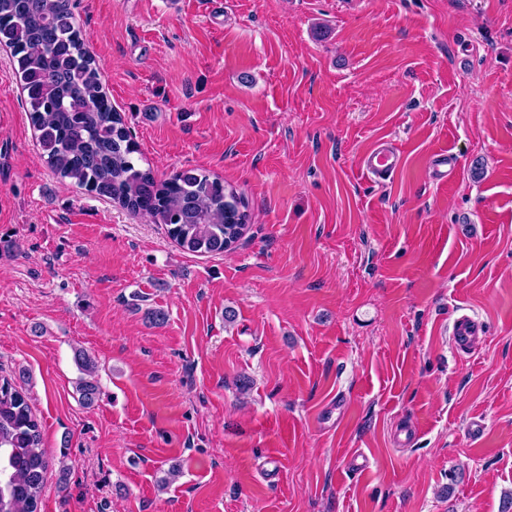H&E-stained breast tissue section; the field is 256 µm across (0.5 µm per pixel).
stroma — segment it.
<instances>
[{
	"instance_id": "35a3bbf8",
	"label": "stroma",
	"mask_w": 512,
	"mask_h": 512,
	"mask_svg": "<svg viewBox=\"0 0 512 512\" xmlns=\"http://www.w3.org/2000/svg\"><path fill=\"white\" fill-rule=\"evenodd\" d=\"M69 3L143 166L221 176L250 222L192 254L60 182L0 45V377L42 427L39 512H501L512 0ZM381 139L406 164L377 184ZM403 165L402 151L390 141L383 139L378 140L361 159L363 170L374 183L391 180ZM479 330H482V325L473 318L467 315L457 317L452 326V335L456 347L460 350L470 349L479 334ZM76 361L84 377H80L77 383V391L80 400L84 405L91 406L99 393V386L96 380V366L92 357L84 351H79Z\"/></svg>"
}]
</instances>
